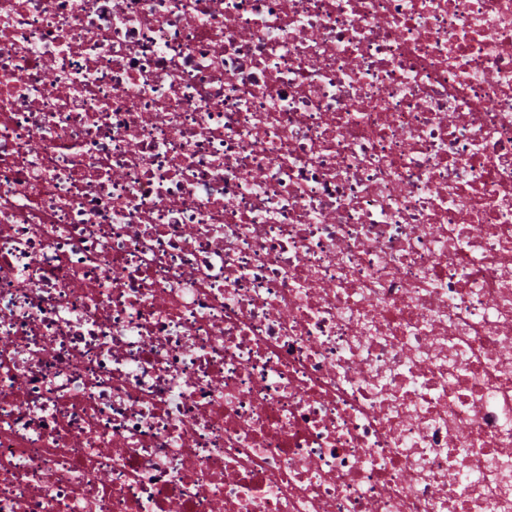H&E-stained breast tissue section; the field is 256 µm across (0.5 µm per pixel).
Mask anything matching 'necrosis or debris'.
<instances>
[{
	"label": "necrosis or debris",
	"mask_w": 512,
	"mask_h": 512,
	"mask_svg": "<svg viewBox=\"0 0 512 512\" xmlns=\"http://www.w3.org/2000/svg\"><path fill=\"white\" fill-rule=\"evenodd\" d=\"M0 512H512V0H0Z\"/></svg>",
	"instance_id": "obj_1"
}]
</instances>
